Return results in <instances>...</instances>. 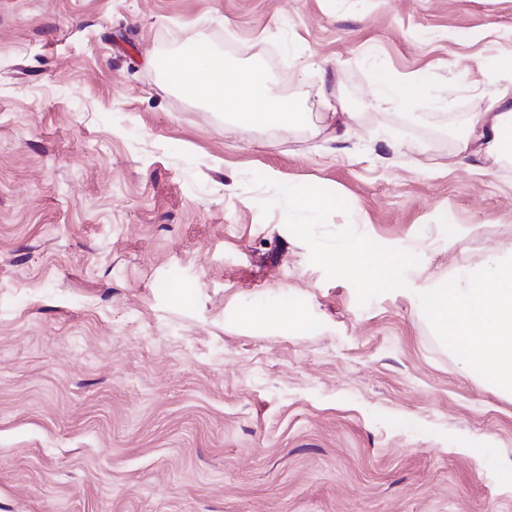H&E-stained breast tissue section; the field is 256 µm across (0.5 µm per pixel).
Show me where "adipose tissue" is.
Returning a JSON list of instances; mask_svg holds the SVG:
<instances>
[{
    "label": "adipose tissue",
    "instance_id": "1",
    "mask_svg": "<svg viewBox=\"0 0 512 512\" xmlns=\"http://www.w3.org/2000/svg\"><path fill=\"white\" fill-rule=\"evenodd\" d=\"M166 77L188 96L224 112H240L251 123L274 115L288 123L298 119L290 104L272 100L258 72L213 62L204 46L193 55L173 57ZM424 90L421 79L398 82L382 68L375 73L372 94L379 103L409 106ZM467 127L460 153L512 157V81L489 96L483 111L468 115ZM419 301L468 370L512 393V246L496 249L483 269L452 286L421 289Z\"/></svg>",
    "mask_w": 512,
    "mask_h": 512
}]
</instances>
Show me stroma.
Segmentation results:
<instances>
[{"label": "stroma", "mask_w": 512, "mask_h": 512, "mask_svg": "<svg viewBox=\"0 0 512 512\" xmlns=\"http://www.w3.org/2000/svg\"><path fill=\"white\" fill-rule=\"evenodd\" d=\"M187 42L301 121L171 86ZM509 53L512 0H0V512H512V396L415 296L512 244L458 151ZM283 294L315 330L244 319ZM424 90L420 78H409L398 83L386 69L381 68L375 73L372 94L374 100L379 103L397 98L401 106H410L422 97ZM347 261V269L354 274H364L374 282H381L388 274L389 269L403 262L405 256L398 250H391L390 254L380 253L378 247L371 252L353 254Z\"/></svg>", "instance_id": "obj_1"}]
</instances>
